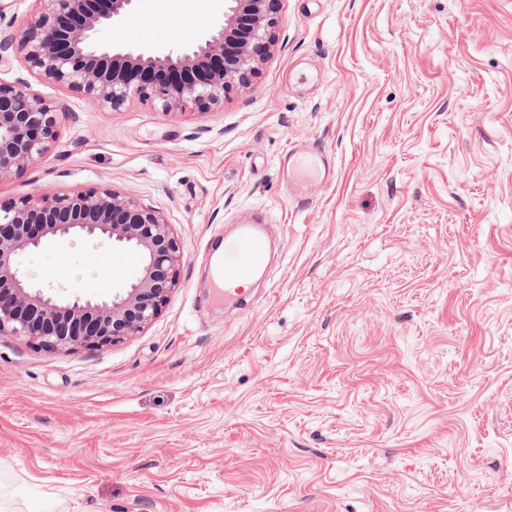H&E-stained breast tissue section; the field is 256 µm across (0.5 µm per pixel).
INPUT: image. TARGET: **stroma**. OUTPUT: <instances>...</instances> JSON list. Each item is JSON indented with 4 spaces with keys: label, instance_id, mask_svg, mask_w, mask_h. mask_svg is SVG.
<instances>
[{
    "label": "stroma",
    "instance_id": "obj_1",
    "mask_svg": "<svg viewBox=\"0 0 512 512\" xmlns=\"http://www.w3.org/2000/svg\"><path fill=\"white\" fill-rule=\"evenodd\" d=\"M217 14L150 0L108 40L179 47ZM276 32L220 112H104L0 60L66 111L0 200L115 188L184 254L122 343L0 335V512H512V0H283ZM304 143L336 177L300 208L278 161ZM258 221L281 259L224 314L205 246ZM25 269L98 296L134 260L75 236Z\"/></svg>",
    "mask_w": 512,
    "mask_h": 512
}]
</instances>
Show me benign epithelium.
<instances>
[{
  "instance_id": "benign-epithelium-1",
  "label": "benign epithelium",
  "mask_w": 512,
  "mask_h": 512,
  "mask_svg": "<svg viewBox=\"0 0 512 512\" xmlns=\"http://www.w3.org/2000/svg\"><path fill=\"white\" fill-rule=\"evenodd\" d=\"M40 11L1 37L47 83L73 88L103 111L133 98L161 112H214L251 84L276 43L282 0H223L214 26L177 49L116 47L101 39L147 0H39ZM67 112L28 85L0 81V181L18 177L55 141ZM81 234L130 249L134 278L117 294L61 297L33 286L23 258L47 240ZM180 242L159 211L114 188L89 187L0 202V335L46 352L96 351L137 335L178 286Z\"/></svg>"
}]
</instances>
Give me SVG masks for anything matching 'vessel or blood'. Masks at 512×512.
Returning a JSON list of instances; mask_svg holds the SVG:
<instances>
[{
  "label": "vessel or blood",
  "mask_w": 512,
  "mask_h": 512,
  "mask_svg": "<svg viewBox=\"0 0 512 512\" xmlns=\"http://www.w3.org/2000/svg\"><path fill=\"white\" fill-rule=\"evenodd\" d=\"M288 189L294 202L308 205L307 189L331 181L333 170L327 153L312 144L287 155ZM268 241L262 225L239 224L221 247L210 252V299L213 305L243 309L249 304L250 287L266 266Z\"/></svg>",
  "instance_id": "obj_1"
}]
</instances>
